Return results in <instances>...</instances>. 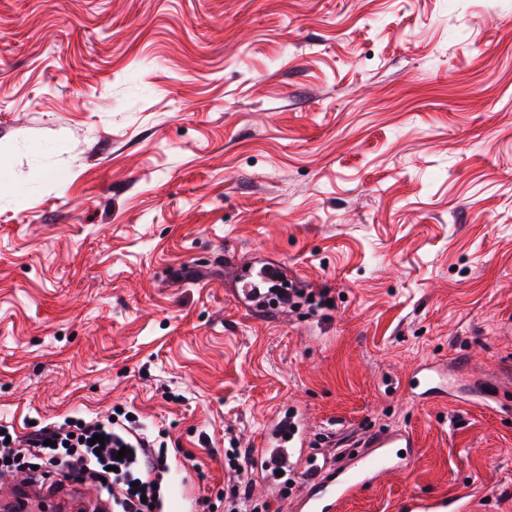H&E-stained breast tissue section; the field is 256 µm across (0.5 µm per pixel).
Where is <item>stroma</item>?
<instances>
[{"label": "stroma", "mask_w": 512, "mask_h": 512, "mask_svg": "<svg viewBox=\"0 0 512 512\" xmlns=\"http://www.w3.org/2000/svg\"><path fill=\"white\" fill-rule=\"evenodd\" d=\"M280 265L310 305L259 307ZM512 0H0V419L113 408L167 512H260L309 456L412 433L336 512H512ZM427 362L455 376L413 396ZM240 451L243 475L228 467Z\"/></svg>", "instance_id": "obj_1"}]
</instances>
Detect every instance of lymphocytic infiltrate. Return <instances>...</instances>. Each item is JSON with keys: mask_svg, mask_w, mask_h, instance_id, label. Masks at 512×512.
Wrapping results in <instances>:
<instances>
[{"mask_svg": "<svg viewBox=\"0 0 512 512\" xmlns=\"http://www.w3.org/2000/svg\"><path fill=\"white\" fill-rule=\"evenodd\" d=\"M0 423V472L33 473L47 480L78 471L99 481L112 512H164L160 485L167 456L149 436L116 430L112 419L70 417L25 435L6 434ZM104 438L93 446V436Z\"/></svg>", "mask_w": 512, "mask_h": 512, "instance_id": "lymphocytic-infiltrate-1", "label": "lymphocytic infiltrate"}]
</instances>
